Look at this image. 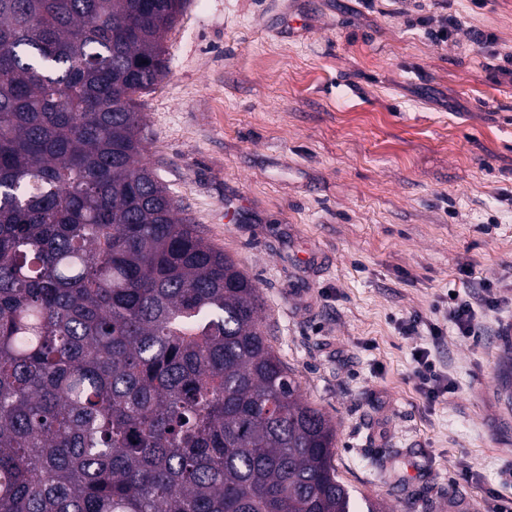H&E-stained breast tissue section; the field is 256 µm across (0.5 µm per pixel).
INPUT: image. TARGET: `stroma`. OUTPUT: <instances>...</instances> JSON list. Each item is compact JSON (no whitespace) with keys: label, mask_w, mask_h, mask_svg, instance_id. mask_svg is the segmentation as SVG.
Returning a JSON list of instances; mask_svg holds the SVG:
<instances>
[{"label":"stroma","mask_w":512,"mask_h":512,"mask_svg":"<svg viewBox=\"0 0 512 512\" xmlns=\"http://www.w3.org/2000/svg\"><path fill=\"white\" fill-rule=\"evenodd\" d=\"M448 13L445 42L417 22ZM164 47L144 161L258 286L339 479L384 512L512 498V0H188ZM452 288L496 300L481 337L436 314ZM414 315L439 343L402 335ZM418 347L451 385L433 402Z\"/></svg>","instance_id":"35a3bbf8"}]
</instances>
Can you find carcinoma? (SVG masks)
<instances>
[{
    "label": "carcinoma",
    "mask_w": 512,
    "mask_h": 512,
    "mask_svg": "<svg viewBox=\"0 0 512 512\" xmlns=\"http://www.w3.org/2000/svg\"><path fill=\"white\" fill-rule=\"evenodd\" d=\"M186 4L0 0V512H381L144 163Z\"/></svg>",
    "instance_id": "carcinoma-1"
}]
</instances>
